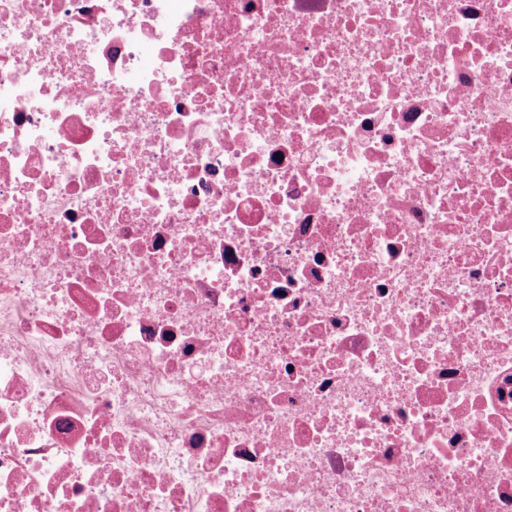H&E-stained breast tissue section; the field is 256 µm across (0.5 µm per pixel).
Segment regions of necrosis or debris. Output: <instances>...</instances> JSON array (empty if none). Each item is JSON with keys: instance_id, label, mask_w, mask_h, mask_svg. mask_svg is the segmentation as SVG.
I'll use <instances>...</instances> for the list:
<instances>
[{"instance_id": "necrosis-or-debris-1", "label": "necrosis or debris", "mask_w": 512, "mask_h": 512, "mask_svg": "<svg viewBox=\"0 0 512 512\" xmlns=\"http://www.w3.org/2000/svg\"><path fill=\"white\" fill-rule=\"evenodd\" d=\"M0 512H512V0H0Z\"/></svg>"}]
</instances>
